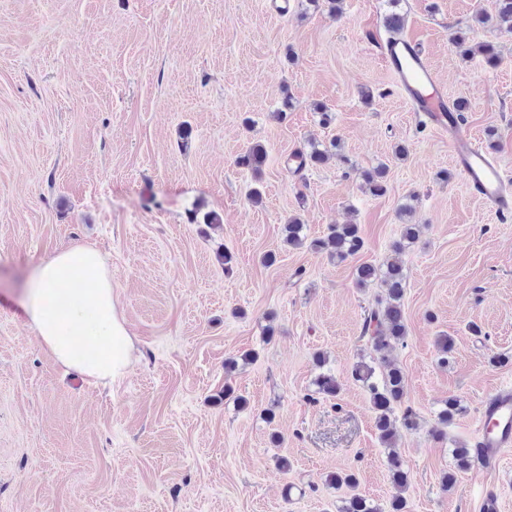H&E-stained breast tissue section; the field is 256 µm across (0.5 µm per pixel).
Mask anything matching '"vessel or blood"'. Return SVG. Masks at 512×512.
Returning <instances> with one entry per match:
<instances>
[{"label":"vessel or blood","instance_id":"1","mask_svg":"<svg viewBox=\"0 0 512 512\" xmlns=\"http://www.w3.org/2000/svg\"><path fill=\"white\" fill-rule=\"evenodd\" d=\"M399 97L428 118L433 129L447 135L455 168L489 208H512V177L490 151L461 133L442 82L427 55L411 38L386 41L382 55ZM475 460L481 468L497 466L512 447V387L494 392L484 403Z\"/></svg>","mask_w":512,"mask_h":512}]
</instances>
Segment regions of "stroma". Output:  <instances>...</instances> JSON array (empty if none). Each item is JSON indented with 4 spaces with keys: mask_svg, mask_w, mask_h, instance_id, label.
<instances>
[{
    "mask_svg": "<svg viewBox=\"0 0 512 512\" xmlns=\"http://www.w3.org/2000/svg\"><path fill=\"white\" fill-rule=\"evenodd\" d=\"M492 5L399 9L449 102H467L463 131L484 143L495 130L493 154L512 172V30L473 21ZM341 7L335 17L313 0H0V512H336L353 492L388 504L386 451L351 378L374 294L355 279L390 255L407 203L421 233L401 256L408 336L388 354L407 380L401 407L419 422L397 440L407 510L479 512L491 491L512 512V448L498 468L442 485L452 448L478 436L483 400L512 385V210L490 211L455 172L447 139L391 93L378 48L387 0ZM460 27L497 47L498 66L461 61L450 42ZM287 99L286 119H273ZM319 104L335 113L331 127ZM312 139L339 140L342 156L295 173L287 160ZM256 142L268 153L259 206L237 163ZM381 163L386 193L362 192L359 171ZM292 215L311 239L359 224L366 248L339 263L288 247ZM85 244L131 337L115 382L57 362L22 307L33 270ZM442 334L454 341L444 364ZM249 351L257 359L225 376V359ZM319 351L338 399L315 392ZM495 355L510 364L492 365ZM228 385L246 408L224 399ZM451 396L462 410L445 426L437 413ZM350 470L356 488L329 486Z\"/></svg>",
    "mask_w": 512,
    "mask_h": 512,
    "instance_id": "obj_1",
    "label": "stroma"
}]
</instances>
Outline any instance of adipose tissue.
<instances>
[{
  "instance_id": "adipose-tissue-1",
  "label": "adipose tissue",
  "mask_w": 512,
  "mask_h": 512,
  "mask_svg": "<svg viewBox=\"0 0 512 512\" xmlns=\"http://www.w3.org/2000/svg\"><path fill=\"white\" fill-rule=\"evenodd\" d=\"M23 307L61 364L96 381L124 373L130 339L94 246L69 247L40 265Z\"/></svg>"
}]
</instances>
